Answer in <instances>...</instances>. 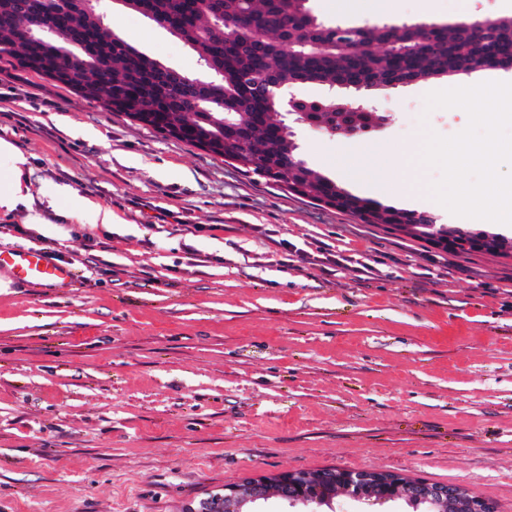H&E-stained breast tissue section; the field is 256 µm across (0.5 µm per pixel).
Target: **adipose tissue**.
Returning <instances> with one entry per match:
<instances>
[{
	"label": "adipose tissue",
	"mask_w": 512,
	"mask_h": 512,
	"mask_svg": "<svg viewBox=\"0 0 512 512\" xmlns=\"http://www.w3.org/2000/svg\"><path fill=\"white\" fill-rule=\"evenodd\" d=\"M28 158L9 140L0 138V209L22 208L31 224H46L48 217H90L93 223L109 226L116 218L112 210L96 201L73 194L66 186L42 182L33 186Z\"/></svg>",
	"instance_id": "ef3b65f1"
}]
</instances>
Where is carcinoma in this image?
<instances>
[{
    "instance_id": "obj_1",
    "label": "carcinoma",
    "mask_w": 512,
    "mask_h": 512,
    "mask_svg": "<svg viewBox=\"0 0 512 512\" xmlns=\"http://www.w3.org/2000/svg\"><path fill=\"white\" fill-rule=\"evenodd\" d=\"M106 2L95 10L81 0H0V60L11 58L20 68L62 84L86 100L97 102L130 121L239 163L244 172L283 187L312 202L362 214L366 224H387L409 236L436 242L430 233L410 224L445 225L427 212H417L351 193L342 184L308 165L288 167L272 145L285 140L280 118L283 99L265 97L243 82L256 75L286 89L318 82L333 93L309 101L317 112V127L325 130L347 121L357 128L380 127V112H341L339 93L366 92L428 79L469 74L490 58L501 68L512 67V15L497 17L479 38L454 24H443L428 43L384 63L381 47L388 39L409 46L420 35L405 25L390 30L372 25L351 27L350 39L368 46L353 53L336 45L338 23L319 20L304 0H144L146 9L172 23L170 34L198 55L204 75L192 76L158 66L142 51L117 35L104 20ZM243 15L255 29L254 38L224 43V28L213 23L224 16ZM306 40L327 46L308 52ZM224 82L228 95L212 99L209 84ZM198 101L189 112L185 102ZM231 113L238 129L224 130Z\"/></svg>"
}]
</instances>
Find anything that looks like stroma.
I'll return each mask as SVG.
<instances>
[{
	"label": "stroma",
	"mask_w": 512,
	"mask_h": 512,
	"mask_svg": "<svg viewBox=\"0 0 512 512\" xmlns=\"http://www.w3.org/2000/svg\"><path fill=\"white\" fill-rule=\"evenodd\" d=\"M309 5L352 26L512 15V0ZM108 22L200 74L140 14L116 4ZM491 78L512 70L344 94L384 127L339 140L296 126L301 156L355 194L353 168L403 177L424 129L468 124L463 109L426 110V95ZM0 138L34 180L119 218L62 226L73 282L0 272V512H186L252 477L328 467L458 484L512 512V255L456 254L313 204L6 62ZM161 207L183 224L155 228ZM89 236L108 239L96 283Z\"/></svg>",
	"instance_id": "obj_1"
}]
</instances>
